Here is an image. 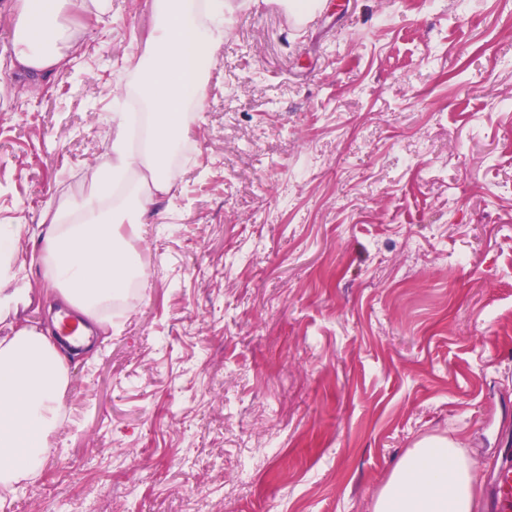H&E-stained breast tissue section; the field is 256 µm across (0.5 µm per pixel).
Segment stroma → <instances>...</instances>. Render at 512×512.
I'll list each match as a JSON object with an SVG mask.
<instances>
[{"mask_svg":"<svg viewBox=\"0 0 512 512\" xmlns=\"http://www.w3.org/2000/svg\"><path fill=\"white\" fill-rule=\"evenodd\" d=\"M233 0L146 280L68 363L62 423L0 512H371L425 435L480 481L512 449V0ZM0 0V225L89 192L115 60L152 0L83 21L38 93ZM19 323L48 326L40 268Z\"/></svg>","mask_w":512,"mask_h":512,"instance_id":"stroma-1","label":"stroma"}]
</instances>
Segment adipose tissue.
<instances>
[{"instance_id":"adipose-tissue-1","label":"adipose tissue","mask_w":512,"mask_h":512,"mask_svg":"<svg viewBox=\"0 0 512 512\" xmlns=\"http://www.w3.org/2000/svg\"><path fill=\"white\" fill-rule=\"evenodd\" d=\"M12 70L44 80L68 71L79 16H108L112 0H15ZM228 0H152L154 27L137 62L123 61L140 113L112 115V141L90 168V193L56 208L38 237L52 301L99 321L145 269L132 244L172 187L188 112H205L209 70L227 34ZM69 348L53 329L0 336V491L34 475L60 422ZM371 512H484L475 462L459 440L426 435L392 467Z\"/></svg>"}]
</instances>
